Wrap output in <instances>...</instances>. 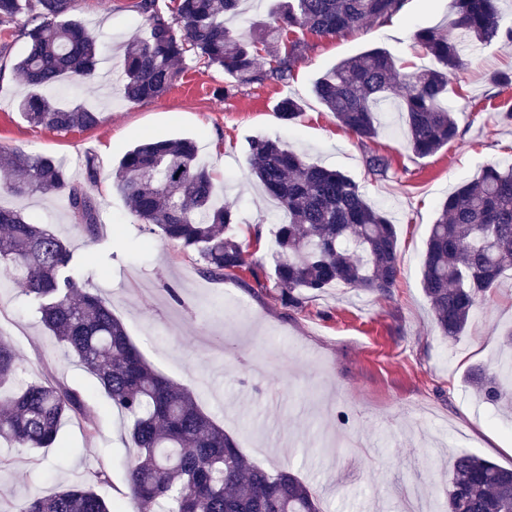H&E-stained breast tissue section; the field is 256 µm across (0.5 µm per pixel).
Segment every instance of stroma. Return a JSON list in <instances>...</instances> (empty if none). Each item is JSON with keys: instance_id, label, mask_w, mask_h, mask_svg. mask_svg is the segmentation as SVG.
Masks as SVG:
<instances>
[{"instance_id": "35a3bbf8", "label": "stroma", "mask_w": 512, "mask_h": 512, "mask_svg": "<svg viewBox=\"0 0 512 512\" xmlns=\"http://www.w3.org/2000/svg\"><path fill=\"white\" fill-rule=\"evenodd\" d=\"M137 0H75L74 14L101 45L102 85L75 96L98 112L89 130L60 132L29 124L18 110L27 92L14 72L25 50L19 21L0 23V147L46 155L69 170L95 156L92 189L101 209L95 237L72 224L64 193L17 197L0 189V205L52 225L81 264L82 281L112 305L146 361L191 388L200 407L260 466L287 468L316 493L324 512H406L418 497L443 512L453 457L466 451L512 468V412L483 400L471 366L506 356L512 332V270L473 314L455 341L444 340L421 288L425 244L439 203L491 162L512 164V89L493 88V74L512 69V42L480 46L448 85L445 104L459 137L434 155L414 157L402 113H380L377 136L359 141L315 97L313 85L340 61L381 47L415 67L434 61L414 34L445 27L451 0H405L389 25L365 24L339 36L304 34L307 48L283 83H241L194 58L179 63L180 80L162 97L127 101L121 91L123 45L144 36ZM304 103L291 123L277 103ZM197 141L213 172L218 198L240 213L237 232L248 243L253 272L219 282L203 277L193 253L144 231L112 185L125 151L159 138ZM280 139L308 160L356 181L366 199L397 228L401 271L390 294L343 285L312 295L303 310L279 300L270 246L277 209L248 177V144ZM388 155L392 171L367 173L371 152ZM0 268V333L22 361L18 382L44 375L90 393L96 435L65 421L59 445L27 452L0 444V512L28 494L49 493L104 466L110 501L126 491V423L53 336L37 304Z\"/></svg>"}]
</instances>
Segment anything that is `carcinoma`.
<instances>
[{"label":"carcinoma","mask_w":512,"mask_h":512,"mask_svg":"<svg viewBox=\"0 0 512 512\" xmlns=\"http://www.w3.org/2000/svg\"><path fill=\"white\" fill-rule=\"evenodd\" d=\"M405 0H280L272 24L259 36L235 31L242 0H174L171 14L156 0H140L145 36L129 41L121 63L123 94L135 102L161 97L178 76L177 62L191 55L246 83L285 82L302 57L297 32L337 35L367 21L383 23ZM448 31L421 29L414 39L436 65L409 70L381 48L343 60L317 79L313 91L357 138L377 135V113L400 100L407 143L427 157L459 135L441 106L450 78L463 66L466 48L512 42V26L501 24L500 0H454ZM25 15L24 53L13 63L27 93L18 104L25 120L60 131L97 125L98 113L83 103L63 104L65 85L81 89L95 81L100 49L73 14V0H0V21ZM268 66L257 63L260 51ZM302 112L292 97L280 100L287 122ZM251 176L286 212L271 249L275 284L288 308L301 309L309 296L338 285L385 295L400 273L398 234L360 185L339 171L308 162L303 155L265 137L249 144ZM368 173L386 177L391 159L372 153ZM5 188L24 197L63 192L75 227L97 234L99 204L90 187L98 180L94 158L84 180L48 156L0 149ZM114 186L145 228L196 253L200 273L222 280L251 269L247 245L236 234V211L215 203L210 169L188 137L155 139L128 150L114 172ZM73 255L66 243L35 219L0 206V265L10 281L37 300L40 322L64 352L96 381L127 421L133 451L126 459V497L138 512H321L311 488L288 470L251 462L217 425L194 393L156 372L133 343L121 319L100 296L80 288L66 272ZM512 269V166H486L439 206L423 260L421 287L442 337H461L476 308ZM21 361L9 337L0 336V387L13 382ZM471 380L493 402L509 400L512 361L471 370ZM95 434L86 393L59 381L39 379L20 386L0 409V440L15 448L53 447L66 420ZM109 481L98 466L80 483L51 493L34 492L12 512H124L96 486ZM447 512H512V469L472 454L456 457L449 473Z\"/></svg>","instance_id":"1"}]
</instances>
